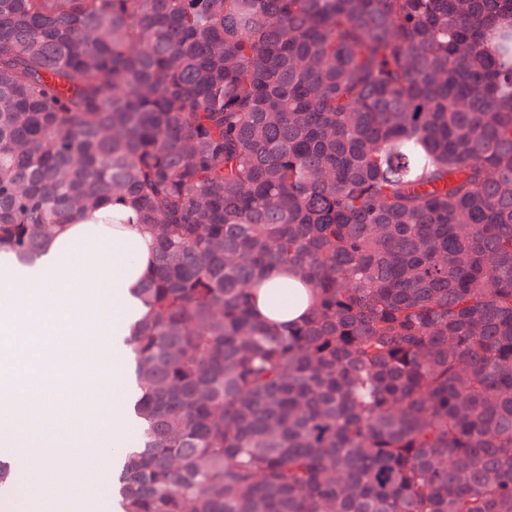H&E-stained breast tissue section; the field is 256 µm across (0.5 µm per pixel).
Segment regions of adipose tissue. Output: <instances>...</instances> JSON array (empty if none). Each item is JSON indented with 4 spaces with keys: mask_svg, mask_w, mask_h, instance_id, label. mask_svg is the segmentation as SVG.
<instances>
[{
    "mask_svg": "<svg viewBox=\"0 0 512 512\" xmlns=\"http://www.w3.org/2000/svg\"><path fill=\"white\" fill-rule=\"evenodd\" d=\"M151 258L150 236L138 225L84 218L58 226L34 263L0 254V456L11 459L26 488L36 491L37 512H50L52 463L68 449L81 461L72 498L106 512L108 502L99 493L112 476L113 450L123 446L134 423L128 407L140 392L130 383L119 386L107 419L99 380L110 360L127 353L132 326L149 317L136 290ZM268 283L257 294L261 317L285 326L308 314L310 289L289 291L287 312L277 314L271 301L280 294L278 276ZM107 309L112 319L106 329L73 355L79 329ZM49 357L55 366L46 374L42 364ZM67 395L81 402L72 417L56 408Z\"/></svg>",
    "mask_w": 512,
    "mask_h": 512,
    "instance_id": "adipose-tissue-1",
    "label": "adipose tissue"
}]
</instances>
